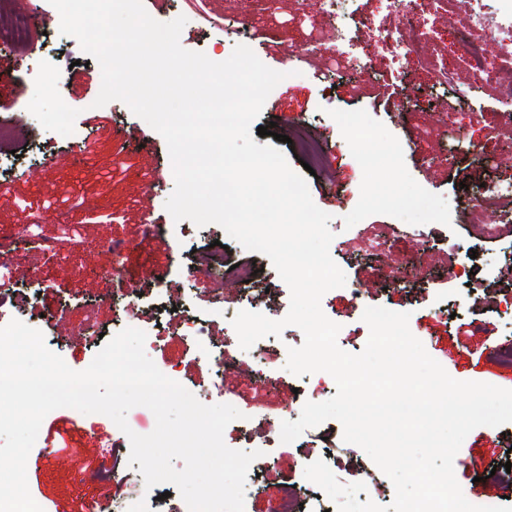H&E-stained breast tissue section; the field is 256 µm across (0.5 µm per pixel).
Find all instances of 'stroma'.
I'll return each instance as SVG.
<instances>
[{
  "label": "stroma",
  "mask_w": 512,
  "mask_h": 512,
  "mask_svg": "<svg viewBox=\"0 0 512 512\" xmlns=\"http://www.w3.org/2000/svg\"><path fill=\"white\" fill-rule=\"evenodd\" d=\"M160 22L185 16L181 45L219 62L236 45H248L268 67L295 70L269 94L257 125L274 126L261 137L295 125L309 127L323 143L328 168L307 176L315 204L331 216L330 254L346 276L343 287L321 300L324 314L340 324L338 345L361 353L369 338L362 309L353 306L350 286L363 289L364 307L409 313V327L448 374L512 389V364L499 350L512 347V227L488 238L467 221L472 200L485 189L512 187V94L475 81L457 66L441 84L413 64L397 65L370 34L358 27L364 16L392 26L380 0H341L338 9L354 54L371 58L360 74L330 70L302 53L310 37H326L331 25L307 0H143ZM25 8L37 20L28 39L13 43L5 34L12 10ZM12 70L0 86V121L11 123L10 140L0 144V234L19 225L37 227L38 241L17 242L0 267L5 287L31 289L26 308L32 328L73 370L86 369L106 339L118 333L114 300L140 289V315L133 327L151 342L145 351L160 371L176 370L178 382L206 403H229L243 417L224 432L234 449L262 451L266 464L253 477L244 512H277L284 482L305 488L303 456L324 460L339 482H364L365 496L387 506L395 497L390 479L358 446L344 442L343 427L330 419L309 428L292 443L280 441L283 420H298L302 383L323 382L325 397L336 393L332 377L296 376L286 370L288 350L304 335L293 325L273 341L275 356L257 369L271 378L256 387L253 378L219 383L213 369L171 309L189 310L206 334L224 345L229 365L245 361L228 317L239 296L228 291L216 303L212 279L189 275L183 255L213 241H227L216 224L174 222L165 202L174 189L165 139L120 101L87 107L102 82L97 62H86L78 41L61 34L60 15L48 0H8L0 8V68ZM65 80L63 98L47 88L50 77ZM472 122H465V115ZM463 127V138L451 130ZM383 158L369 171L367 156ZM161 182L146 195L143 182ZM154 220L161 234L144 233ZM388 241L386 255L360 251L364 232ZM123 245L113 254L109 244ZM266 293L260 313L286 316L290 290L271 260H264ZM399 279L387 289L383 282ZM126 433L102 414L59 408L43 420L27 460L32 498L43 512H112L125 500L127 512H188L179 492L166 485L146 488L131 466ZM455 476L464 496L506 505L512 497V423L480 426L465 438Z\"/></svg>",
  "instance_id": "1"
}]
</instances>
